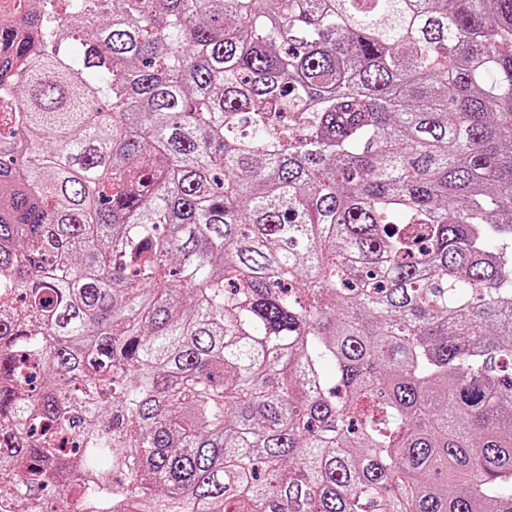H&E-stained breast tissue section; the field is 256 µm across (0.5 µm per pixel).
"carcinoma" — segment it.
<instances>
[{"label":"carcinoma","instance_id":"obj_1","mask_svg":"<svg viewBox=\"0 0 512 512\" xmlns=\"http://www.w3.org/2000/svg\"><path fill=\"white\" fill-rule=\"evenodd\" d=\"M1 482L512 512V0L0 22Z\"/></svg>","mask_w":512,"mask_h":512}]
</instances>
